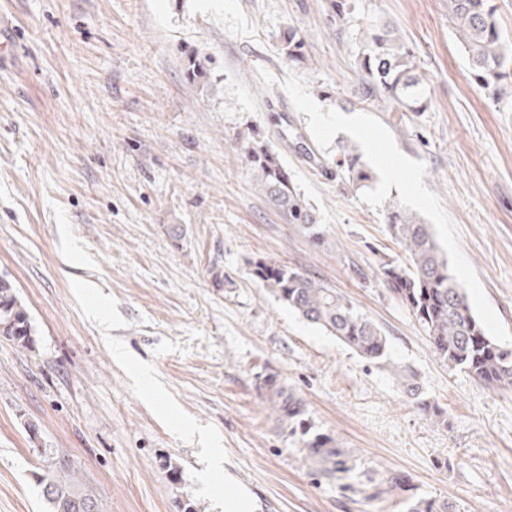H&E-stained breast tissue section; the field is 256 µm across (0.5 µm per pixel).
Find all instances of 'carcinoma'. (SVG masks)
<instances>
[{
    "instance_id": "cac0c4a2",
    "label": "carcinoma",
    "mask_w": 512,
    "mask_h": 512,
    "mask_svg": "<svg viewBox=\"0 0 512 512\" xmlns=\"http://www.w3.org/2000/svg\"><path fill=\"white\" fill-rule=\"evenodd\" d=\"M448 21L459 38L471 74L479 88L493 99L503 94L512 77V44L505 38L493 0H448ZM305 38L290 27L282 51L288 61L304 59ZM362 77L361 100H381L392 112H422L427 108L425 77L414 63L413 51L390 23L377 20L368 26L358 56ZM240 161L252 170L255 186L290 224H300L313 241L322 239L315 210L299 192L278 153L263 140L240 136L226 140ZM350 181L365 187L372 180L356 145L341 146ZM387 231L404 253L401 260H379L378 276L390 292L406 304L433 351L448 371H463L489 386L512 388V346L489 336L473 314L467 296L448 265L428 225L413 212L392 202L386 208ZM252 275L277 300L302 319L356 351L361 357L389 363L387 338L367 315L344 295L297 270L271 260L252 262ZM0 335L22 349L34 343L30 317L14 283L0 277ZM403 393L424 412L433 410L421 397L412 372L397 377ZM310 457L332 463L336 472L345 465L346 452L332 447V439L316 435L305 444ZM46 476L41 481L46 512H102L96 488L75 476L68 458L53 451L41 457ZM409 512H456L451 501L420 499Z\"/></svg>"
}]
</instances>
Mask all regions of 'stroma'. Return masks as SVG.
<instances>
[{"instance_id": "stroma-1", "label": "stroma", "mask_w": 512, "mask_h": 512, "mask_svg": "<svg viewBox=\"0 0 512 512\" xmlns=\"http://www.w3.org/2000/svg\"><path fill=\"white\" fill-rule=\"evenodd\" d=\"M351 2L341 18L332 0H0L18 45L0 72V276L34 330L26 350L0 336V512H45V448L104 512H219L227 494L252 512H407L422 498L512 512V390L449 371L377 275L402 255L384 222L394 199L431 224L487 333L512 343V95L477 89L448 0ZM376 19L413 49L425 111L361 102ZM291 27L299 64L279 51ZM254 133L315 209L320 242L226 144ZM347 142L365 150L369 187L338 165ZM257 259L350 299L389 365L279 302L252 279ZM310 433L346 451V472L308 458ZM213 443L224 469L206 486ZM399 374V377L397 376ZM396 379L399 381L400 389L403 393L411 396L416 400L417 407L424 412L429 413L431 410L435 413V408L431 404V402L427 401V399L420 398L421 391L420 386L415 380V375L408 371L407 373H403V371H399L395 373Z\"/></svg>"}]
</instances>
